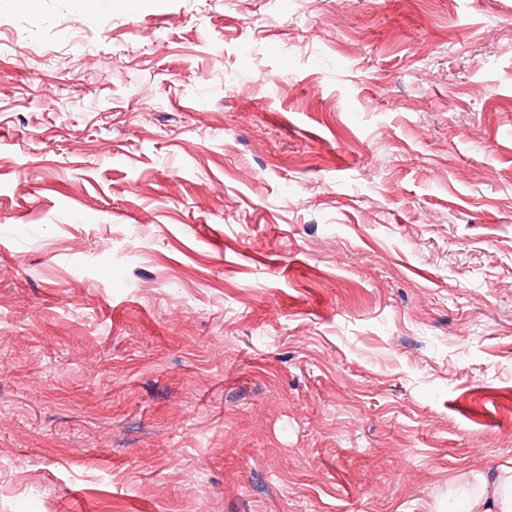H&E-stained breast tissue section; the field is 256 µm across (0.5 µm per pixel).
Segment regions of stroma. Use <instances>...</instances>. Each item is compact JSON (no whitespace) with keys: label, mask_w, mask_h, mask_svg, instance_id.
Returning <instances> with one entry per match:
<instances>
[{"label":"stroma","mask_w":512,"mask_h":512,"mask_svg":"<svg viewBox=\"0 0 512 512\" xmlns=\"http://www.w3.org/2000/svg\"><path fill=\"white\" fill-rule=\"evenodd\" d=\"M0 0V512H448L512 460V0Z\"/></svg>","instance_id":"stroma-1"}]
</instances>
